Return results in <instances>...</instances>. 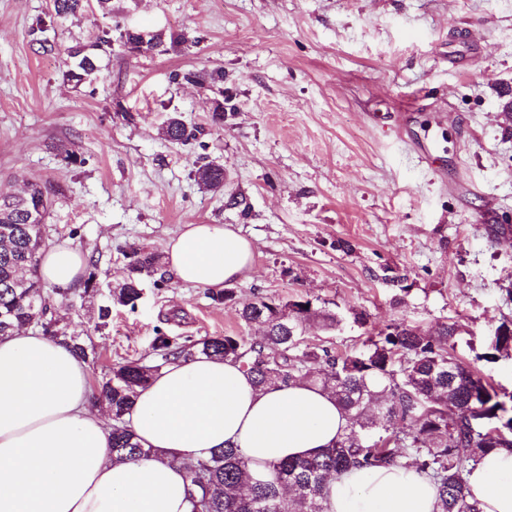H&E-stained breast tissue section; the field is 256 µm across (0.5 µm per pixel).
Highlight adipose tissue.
<instances>
[{
    "mask_svg": "<svg viewBox=\"0 0 512 512\" xmlns=\"http://www.w3.org/2000/svg\"><path fill=\"white\" fill-rule=\"evenodd\" d=\"M182 283L220 289L253 266L250 241L223 224H187L164 246ZM86 260L46 249V286H78ZM86 364L33 330L0 338V512H191L185 459L232 446L253 478L271 466L333 447L349 415L320 386H256L239 365L200 356L166 365L139 389L125 416L152 457L113 460L111 421L90 403ZM481 512H512V448L484 456L467 474ZM329 512H436V489L408 462L351 469L328 479Z\"/></svg>",
    "mask_w": 512,
    "mask_h": 512,
    "instance_id": "adipose-tissue-1",
    "label": "adipose tissue"
}]
</instances>
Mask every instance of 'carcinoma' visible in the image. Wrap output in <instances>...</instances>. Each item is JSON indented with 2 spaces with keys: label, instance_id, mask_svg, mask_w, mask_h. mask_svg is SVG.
Here are the masks:
<instances>
[{
  "label": "carcinoma",
  "instance_id": "1",
  "mask_svg": "<svg viewBox=\"0 0 512 512\" xmlns=\"http://www.w3.org/2000/svg\"><path fill=\"white\" fill-rule=\"evenodd\" d=\"M61 20L88 9V0H53ZM110 44L77 42L65 49L74 65L69 80L96 79L99 51ZM185 82L224 80L215 69L180 74ZM172 143L195 137L177 115L161 128ZM206 190L224 186V170L203 164L195 172ZM51 199L30 183L18 195L0 194V335L34 328L69 347L85 363L99 358L91 340L69 329L51 311V293L39 275V255L51 242L45 218ZM129 273L109 290L99 319L112 306L135 309L142 277L154 274L160 257L134 249L127 254ZM239 318L263 327L254 340L242 336H170L158 333L151 359H124L98 381L92 402L112 409V454L118 459L151 454L133 441L124 416L137 389L170 362L198 355L219 356L246 368L259 386L313 382L334 396L352 425L336 445L320 455L287 459L272 465L273 478L252 479L247 460L236 448L214 450L183 463L186 496L192 512H328L324 496L328 477L351 468L391 467L407 458L430 477L437 491V512H480L466 482L470 463L498 449L512 448V394L476 373L456 353L452 325L435 333L401 324L388 325L362 347L339 353L305 339L307 325L320 320L328 329L342 323L337 313L316 308L309 299L280 301L257 297L238 306ZM512 354V319H504L488 337L479 361L495 363Z\"/></svg>",
  "mask_w": 512,
  "mask_h": 512
}]
</instances>
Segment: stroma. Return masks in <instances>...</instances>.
Instances as JSON below:
<instances>
[{
    "instance_id": "35a3bbf8",
    "label": "stroma",
    "mask_w": 512,
    "mask_h": 512,
    "mask_svg": "<svg viewBox=\"0 0 512 512\" xmlns=\"http://www.w3.org/2000/svg\"><path fill=\"white\" fill-rule=\"evenodd\" d=\"M39 22L55 49L36 42ZM130 27L180 42L133 55L120 40ZM104 35L100 79L69 81L60 47ZM218 68L217 86L173 78ZM509 102L512 0H112L111 14L68 20L52 0H0V192L53 189L55 244L99 256L98 294L53 309L95 345L94 378L148 355L160 330L258 337L165 266L136 309L97 329L127 253L162 252L185 224L252 242L237 300L309 299L343 316L337 330L309 326L310 343L345 351L374 328L448 323L474 360L512 318ZM173 113L196 141L162 138ZM207 162L223 167L222 190L197 184ZM232 194L248 213L228 207ZM360 312L366 325L351 321Z\"/></svg>"
}]
</instances>
